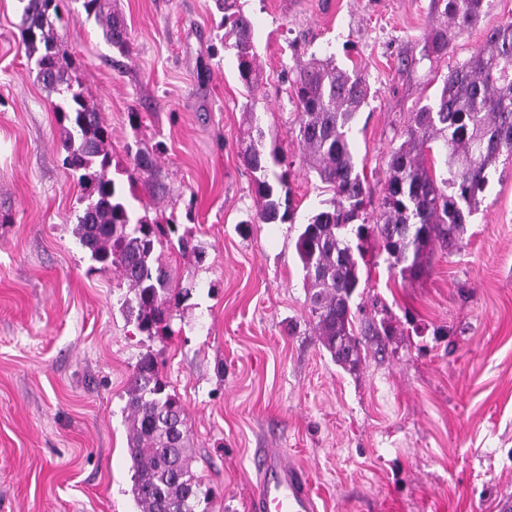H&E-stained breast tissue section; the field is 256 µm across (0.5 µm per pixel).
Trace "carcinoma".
I'll list each match as a JSON object with an SVG mask.
<instances>
[{
	"label": "carcinoma",
	"instance_id": "cac0c4a2",
	"mask_svg": "<svg viewBox=\"0 0 512 512\" xmlns=\"http://www.w3.org/2000/svg\"><path fill=\"white\" fill-rule=\"evenodd\" d=\"M224 10L225 47L235 51L239 81L258 85L254 31L238 0H217ZM22 45L35 60L37 79L66 125L60 145L64 163L76 177L83 205L74 229L79 243L100 269L119 273L128 288L122 307L139 331L156 334L170 315L172 282L160 263L162 225L137 218L108 176L111 131L103 112L82 86L67 78L70 55L59 46V0H19ZM441 22L425 41L426 56H445L455 38L480 25L487 0H432ZM106 0H83L89 17L102 24L105 41L123 53L130 36ZM296 107L295 137L310 168L333 197L308 219L295 249L310 289L309 313L316 335L337 364L353 369L362 358L351 301L360 284L361 245L372 235L390 266L417 278L427 266L434 243L455 244L469 223L487 184V172L502 153L512 155V22L488 30L483 44L448 71L437 98L412 113L404 140L388 157L379 215L366 216L368 188L352 145L357 114L369 87L355 70L336 65L333 56L315 55L296 66L292 80ZM266 134L243 142L240 155L249 171L263 224L293 218L290 171L265 149ZM133 163L144 186H155L156 159L135 152ZM127 445L133 470L132 494L140 512H197L201 482L192 469L185 412L157 362L144 355L127 387Z\"/></svg>",
	"mask_w": 512,
	"mask_h": 512
}]
</instances>
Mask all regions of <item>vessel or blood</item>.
<instances>
[{
    "label": "vessel or blood",
    "instance_id": "vessel-or-blood-1",
    "mask_svg": "<svg viewBox=\"0 0 512 512\" xmlns=\"http://www.w3.org/2000/svg\"><path fill=\"white\" fill-rule=\"evenodd\" d=\"M256 470L259 482L252 502L254 512H315V500L306 477L289 465L282 449H262Z\"/></svg>",
    "mask_w": 512,
    "mask_h": 512
}]
</instances>
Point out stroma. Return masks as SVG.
Segmentation results:
<instances>
[{"label":"stroma","instance_id":"obj_1","mask_svg":"<svg viewBox=\"0 0 512 512\" xmlns=\"http://www.w3.org/2000/svg\"><path fill=\"white\" fill-rule=\"evenodd\" d=\"M240 2L263 69L251 92L216 0H109L131 37L126 56L82 0L59 3L72 81L112 132L110 177L136 191V215H174L193 247L159 251L191 294L149 336L124 316L116 274L74 234L79 191L60 118L21 47L17 0H0V512H139L126 389L147 353L185 410L208 512H249L259 448L284 450L318 512H497L512 497V156L491 169L457 247H435L423 276L390 268L365 241L353 304L393 333L348 370L313 332L295 251L331 193L293 133L290 84L313 54L366 80L354 147L380 199L412 112L487 30L512 21V0H489L480 26L430 59L431 0ZM252 114L291 166L293 223L255 219L239 154ZM145 147L166 186L157 197L133 168Z\"/></svg>","mask_w":512,"mask_h":512}]
</instances>
